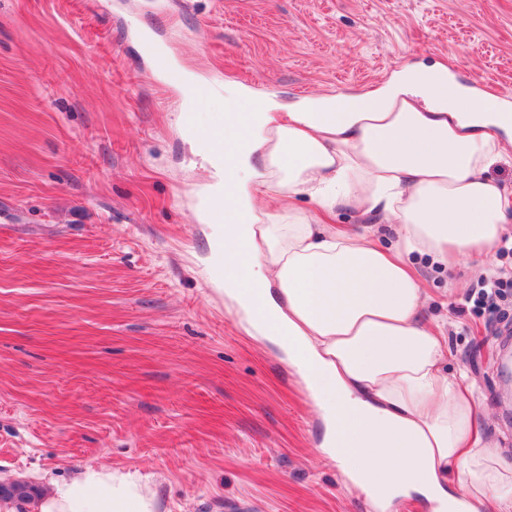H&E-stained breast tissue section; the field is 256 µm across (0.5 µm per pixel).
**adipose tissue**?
I'll use <instances>...</instances> for the list:
<instances>
[{"instance_id": "1", "label": "adipose tissue", "mask_w": 512, "mask_h": 512, "mask_svg": "<svg viewBox=\"0 0 512 512\" xmlns=\"http://www.w3.org/2000/svg\"><path fill=\"white\" fill-rule=\"evenodd\" d=\"M228 90L224 133L198 121L201 97L179 117L214 171L224 267L219 289L256 332L296 365L323 414L321 448L374 501L414 494L442 512L495 503L512 512V462L477 430V408L443 369L442 332L422 318L410 257L446 268L484 259L512 227V190L489 177L507 156L512 108L476 96L434 64L406 69L362 94L274 99L236 113ZM305 197L310 209L257 198ZM358 222L325 224L338 209ZM394 238L382 244L379 227ZM32 512H157L132 473L85 467L31 503Z\"/></svg>"}]
</instances>
